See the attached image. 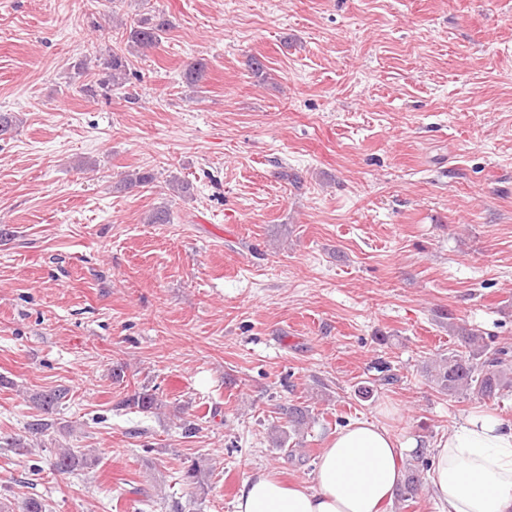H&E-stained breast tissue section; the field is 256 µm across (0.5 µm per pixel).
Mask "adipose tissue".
Returning a JSON list of instances; mask_svg holds the SVG:
<instances>
[{
  "mask_svg": "<svg viewBox=\"0 0 512 512\" xmlns=\"http://www.w3.org/2000/svg\"><path fill=\"white\" fill-rule=\"evenodd\" d=\"M418 443L381 422L347 425L324 448L311 480L276 471L244 480L235 512H388ZM424 482L437 512H512V421L475 408L429 448Z\"/></svg>",
  "mask_w": 512,
  "mask_h": 512,
  "instance_id": "ef3b65f1",
  "label": "adipose tissue"
}]
</instances>
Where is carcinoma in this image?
Listing matches in <instances>:
<instances>
[{"mask_svg": "<svg viewBox=\"0 0 512 512\" xmlns=\"http://www.w3.org/2000/svg\"><path fill=\"white\" fill-rule=\"evenodd\" d=\"M170 28V22L165 13L159 9H150L139 15L133 25L126 31V43L144 52L156 48L162 41L163 35ZM109 79L94 81V75L86 74L85 90L94 91L95 86L107 83L122 86L128 80L133 61L121 46L112 48ZM206 63L195 60L187 65L184 78L191 85L198 84L204 77ZM154 176L148 171H137L127 174L120 182V188L132 191L152 183ZM462 349L453 350L447 354H439L435 359L423 366L425 376L432 388L440 394L458 398H476L490 400L496 396L512 391V356L505 347H497L494 341L466 332L461 336ZM69 391L58 388L36 392L31 395V401L39 411L38 418L27 425L28 433L44 435L56 425ZM121 406L136 408L142 412H150L160 408L161 401L152 390L146 388L122 400ZM288 429L281 431L276 438L278 446L283 448L293 435L300 434L312 419L311 410L307 406H287L282 408ZM55 471L65 474L86 465L92 461L90 450L80 448H57ZM429 466L428 458L420 454L415 462L408 467L407 481L400 491L404 501L413 499L424 489V471ZM181 481L198 490L205 489L207 470L198 461L184 468Z\"/></svg>", "mask_w": 512, "mask_h": 512, "instance_id": "carcinoma-1", "label": "carcinoma"}]
</instances>
